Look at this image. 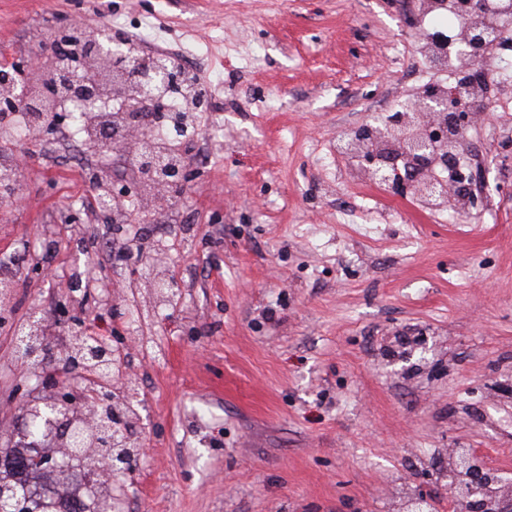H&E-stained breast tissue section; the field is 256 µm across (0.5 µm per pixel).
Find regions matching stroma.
<instances>
[{
    "label": "stroma",
    "mask_w": 512,
    "mask_h": 512,
    "mask_svg": "<svg viewBox=\"0 0 512 512\" xmlns=\"http://www.w3.org/2000/svg\"><path fill=\"white\" fill-rule=\"evenodd\" d=\"M421 0H0V63L25 65L54 31L152 17L166 44L204 42L197 62L214 141L180 198L144 200L143 261L113 251V292L68 296L94 272L71 239L98 230L80 173L37 132L21 209L0 203V253L28 259L0 318V453L29 410L57 398L17 364L15 332L84 319L145 395L124 512H403L446 497L451 448L512 449V93L495 87L468 163L487 182L479 216L394 202L342 159L344 129L424 84ZM194 216L192 241L180 226ZM175 275L176 304L153 281ZM426 340L427 360L396 363Z\"/></svg>",
    "instance_id": "obj_1"
}]
</instances>
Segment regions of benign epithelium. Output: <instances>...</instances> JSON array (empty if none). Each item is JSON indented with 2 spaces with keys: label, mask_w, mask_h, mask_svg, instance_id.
<instances>
[{
  "label": "benign epithelium",
  "mask_w": 512,
  "mask_h": 512,
  "mask_svg": "<svg viewBox=\"0 0 512 512\" xmlns=\"http://www.w3.org/2000/svg\"><path fill=\"white\" fill-rule=\"evenodd\" d=\"M478 0L468 14L469 20L459 33V54L465 62H481L494 39V32L480 22ZM50 94L45 98L43 127L55 126L60 116L54 108V98L93 100L101 103L100 112L108 121L120 125L131 112H153L155 121L165 119L164 91L185 79L178 64L154 55L132 56L124 51L122 40L115 36L100 40L90 35L84 56L75 63L66 58L54 60L49 74ZM30 92L0 79V105L14 106L28 102ZM487 110L479 88L463 78L454 88L430 84L415 96L401 101L384 119L365 124L343 139L339 148L347 157L358 161L360 168L385 190L396 195L411 191L428 205L436 208L448 205L452 190L448 183L434 177L438 165H448L459 156L456 129L469 124L476 112ZM139 148L145 185L165 195L190 182L192 170L180 161H169L151 149V140L143 128L130 132ZM82 351L95 363L97 372L112 378V353L96 336L82 332ZM86 410L89 416L80 418L75 411ZM117 412L112 393L97 392L86 396L75 392L46 403L44 408L31 411L30 420L40 421L42 435L50 443L40 448H65L67 464L53 468L68 471L72 463L82 460L80 449L121 448L127 443V430L113 420ZM136 464L119 452L102 458L93 470L104 469L112 479L134 474ZM448 470L457 476L448 491L450 512H512V483L502 484L497 496L489 501L485 496L488 481L497 480L499 472L478 462V453L471 448L448 449ZM30 497L6 498L0 494V512H33ZM406 512H434L430 496L417 492L406 503Z\"/></svg>",
  "instance_id": "1"
}]
</instances>
